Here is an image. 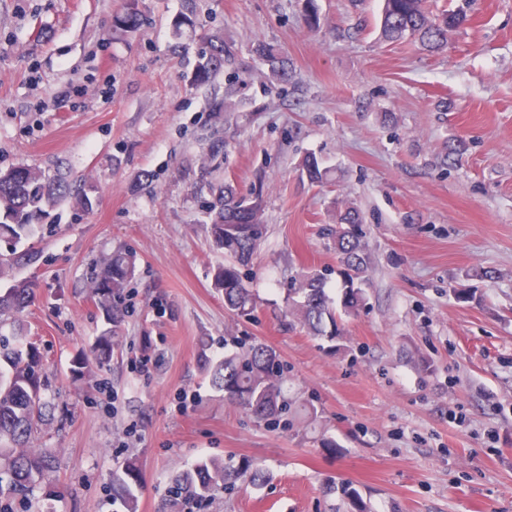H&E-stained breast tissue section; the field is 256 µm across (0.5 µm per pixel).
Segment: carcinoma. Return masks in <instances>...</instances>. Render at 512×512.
I'll use <instances>...</instances> for the list:
<instances>
[{
	"label": "carcinoma",
	"mask_w": 512,
	"mask_h": 512,
	"mask_svg": "<svg viewBox=\"0 0 512 512\" xmlns=\"http://www.w3.org/2000/svg\"><path fill=\"white\" fill-rule=\"evenodd\" d=\"M466 15L459 11L432 14L426 0H382L381 37L395 42L410 39L422 48L435 52L447 43L448 30L462 26ZM192 79L205 85L230 60L231 51L224 38L212 34L205 40ZM256 53L266 62L270 75L286 82L291 74L288 62L275 48L259 45ZM307 178L322 184L329 170L317 157L308 155L301 161ZM214 201L205 223L213 245L224 251L229 260L218 267L215 286L224 292L225 307L239 316L250 314L255 301L245 286L239 267L249 264L259 249L265 227L262 191L244 192L231 185H213ZM73 198L77 205L89 207V198L61 178L50 177L41 170L17 167L0 174V238L14 243L32 242L40 229L38 222L48 214V208ZM361 212L347 206L335 212V226L328 229L336 254L344 266L343 309L357 311L364 295L358 286L367 270L364 252ZM37 258L29 247L23 253L12 252L0 257V278L11 270ZM134 274L127 253L115 251L100 266L92 283L91 293L105 313L108 323L116 327L122 321V296ZM35 284H15L0 294V317H18L35 299ZM289 313L316 336L338 334L336 311L330 307L324 281L317 275H306L298 287L288 290ZM112 336L99 337L91 355L78 360L76 371L91 365L104 366L112 357ZM40 362L37 348L10 346L0 342V499L23 496L42 483L50 484L54 449L35 446V418L46 415L49 405L39 396L45 390L42 377L36 375ZM212 384L224 391V398L237 404L258 419L273 421L287 411L288 403L281 392L283 369L277 354L261 343L251 344L242 351L210 366ZM238 478V473L224 461L209 458L179 473L171 486L174 496H188L200 501L214 491L225 488ZM141 489L140 474L134 465L112 474V498L120 501L126 512H135Z\"/></svg>",
	"instance_id": "cac0c4a2"
}]
</instances>
